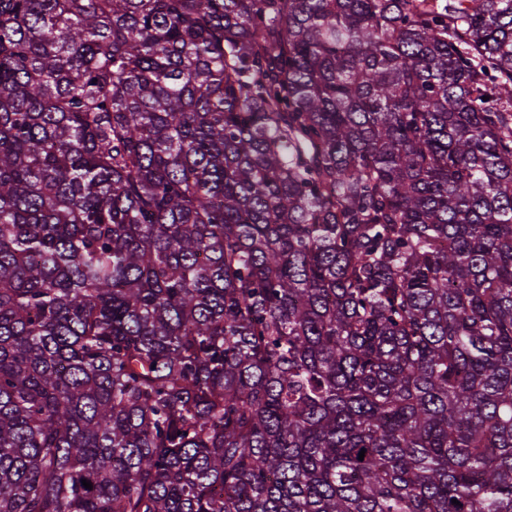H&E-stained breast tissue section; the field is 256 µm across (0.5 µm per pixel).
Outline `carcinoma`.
I'll use <instances>...</instances> for the list:
<instances>
[{
	"label": "carcinoma",
	"mask_w": 512,
	"mask_h": 512,
	"mask_svg": "<svg viewBox=\"0 0 512 512\" xmlns=\"http://www.w3.org/2000/svg\"><path fill=\"white\" fill-rule=\"evenodd\" d=\"M0 512H512V0H0Z\"/></svg>",
	"instance_id": "1"
}]
</instances>
